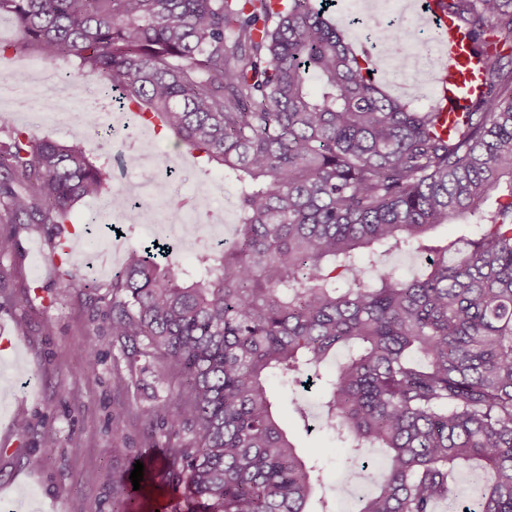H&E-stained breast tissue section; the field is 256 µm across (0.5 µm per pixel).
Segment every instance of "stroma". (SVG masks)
Segmentation results:
<instances>
[{
	"mask_svg": "<svg viewBox=\"0 0 512 512\" xmlns=\"http://www.w3.org/2000/svg\"><path fill=\"white\" fill-rule=\"evenodd\" d=\"M158 155L183 158L173 136L154 137ZM164 192L188 194L223 176L183 158ZM91 201L76 203L73 223L83 252L95 251L94 266L80 265L81 278L111 281L126 253L151 241L152 226L100 223ZM16 232L13 256L0 260L7 287L0 288V512H112V484L126 474L148 442L147 413L161 364L150 357L128 364L116 358L112 339L99 337L100 362L88 371L83 349L99 305V294L82 288L58 292L57 269L50 258L48 234L40 228ZM54 331L45 334V322ZM282 424L303 454L319 463L328 484L337 480L336 464L344 450L319 423L303 426L292 411V394L279 379L267 382ZM121 411L126 438H112L114 411ZM58 440L43 454L45 435Z\"/></svg>",
	"mask_w": 512,
	"mask_h": 512,
	"instance_id": "1",
	"label": "stroma"
}]
</instances>
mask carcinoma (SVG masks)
<instances>
[{
    "mask_svg": "<svg viewBox=\"0 0 512 512\" xmlns=\"http://www.w3.org/2000/svg\"><path fill=\"white\" fill-rule=\"evenodd\" d=\"M447 6L491 77L445 134L438 106H411L412 59L385 90L329 0H0L24 34L0 56L32 48L103 76L236 190L234 238L192 266L133 248L112 282L79 281L62 225L102 196L111 157L0 126V224L50 228L58 288L112 289L91 335L166 363L148 410L161 449L137 455L139 490L115 481L112 512L147 487L185 512H332L265 383L319 379L341 349L319 407L346 482L367 449L386 454L357 512H512V0ZM382 37L424 44L400 20ZM452 220L475 232L432 240ZM415 251L430 258L410 277L376 261ZM466 463L492 478L463 501L450 472Z\"/></svg>",
    "mask_w": 512,
    "mask_h": 512,
    "instance_id": "obj_1",
    "label": "carcinoma"
}]
</instances>
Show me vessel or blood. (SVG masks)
I'll return each instance as SVG.
<instances>
[{
  "instance_id": "obj_1",
  "label": "vessel or blood",
  "mask_w": 512,
  "mask_h": 512,
  "mask_svg": "<svg viewBox=\"0 0 512 512\" xmlns=\"http://www.w3.org/2000/svg\"><path fill=\"white\" fill-rule=\"evenodd\" d=\"M421 9L436 32L441 55L434 76L438 103L451 114L464 111L488 84L490 62L475 51L468 32L449 16L446 0H423Z\"/></svg>"
}]
</instances>
